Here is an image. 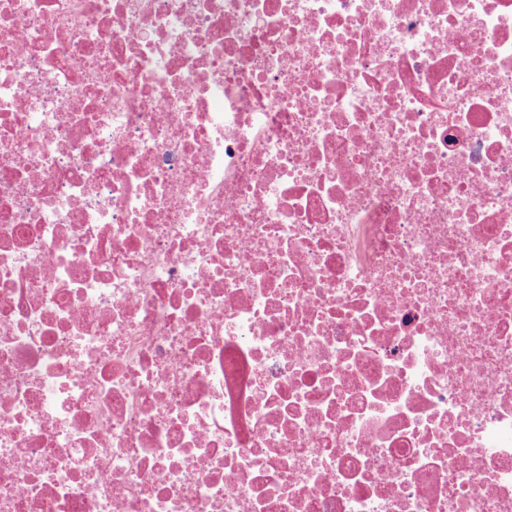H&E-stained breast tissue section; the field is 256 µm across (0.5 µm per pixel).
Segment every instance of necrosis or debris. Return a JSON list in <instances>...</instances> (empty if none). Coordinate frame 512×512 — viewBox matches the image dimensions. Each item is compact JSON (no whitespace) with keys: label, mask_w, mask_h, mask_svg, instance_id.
<instances>
[{"label":"necrosis or debris","mask_w":512,"mask_h":512,"mask_svg":"<svg viewBox=\"0 0 512 512\" xmlns=\"http://www.w3.org/2000/svg\"><path fill=\"white\" fill-rule=\"evenodd\" d=\"M0 512H512V0H0Z\"/></svg>","instance_id":"4bbe7bcc"}]
</instances>
